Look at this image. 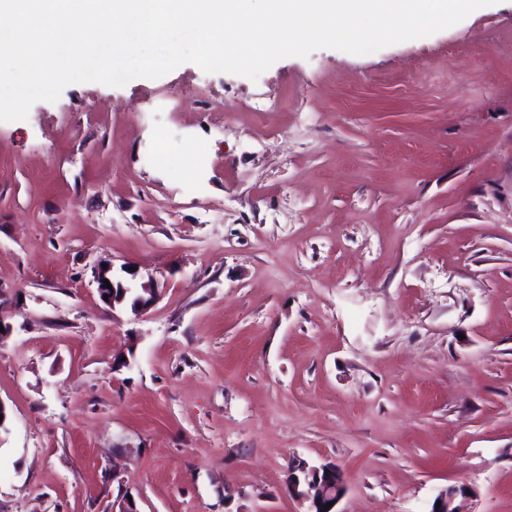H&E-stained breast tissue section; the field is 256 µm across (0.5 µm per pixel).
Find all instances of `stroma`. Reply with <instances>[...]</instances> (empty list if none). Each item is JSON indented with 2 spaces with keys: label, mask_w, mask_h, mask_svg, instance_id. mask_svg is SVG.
Listing matches in <instances>:
<instances>
[{
  "label": "stroma",
  "mask_w": 512,
  "mask_h": 512,
  "mask_svg": "<svg viewBox=\"0 0 512 512\" xmlns=\"http://www.w3.org/2000/svg\"><path fill=\"white\" fill-rule=\"evenodd\" d=\"M0 320V512H512V0L0 122ZM102 264H106L103 269ZM93 278L96 283L97 292L100 300L112 308L122 307L130 304L131 310L135 313L145 312L150 309L160 295L158 289L149 281L141 285L142 293H135V289L131 288L124 280L115 277L113 272V263L100 261L93 271ZM106 281L112 285V289L105 287ZM104 295H108V301H105ZM286 487L290 496L307 504L305 512H339L336 506L347 491V482L335 463L310 465L302 458H293L288 465ZM330 502L333 505L325 510ZM473 494L472 488L465 483L450 485L443 491H441L438 496L435 498L432 504V508L430 512H460L459 509L456 510L455 502L459 497H462L463 500L470 498V495ZM440 501V508L436 509V502ZM454 507L453 509H451ZM454 510V511H453Z\"/></svg>",
  "instance_id": "stroma-1"
}]
</instances>
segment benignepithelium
<instances>
[{
    "label": "benign epithelium",
    "mask_w": 512,
    "mask_h": 512,
    "mask_svg": "<svg viewBox=\"0 0 512 512\" xmlns=\"http://www.w3.org/2000/svg\"><path fill=\"white\" fill-rule=\"evenodd\" d=\"M94 281L99 298H108L106 305L115 309L130 305L135 313L145 312L159 299L158 289L152 282L141 285V292L135 293L124 280L114 276L113 265L97 264L94 267ZM111 284L112 288L105 287ZM286 487L290 496L307 505L306 512H338L336 504L347 491V482L342 469L334 463L325 462L311 465L302 458H294L288 465ZM473 494L472 488L465 484L450 485L441 491L436 500L440 508H431L430 512H453L458 498L467 499ZM333 506L326 507V504Z\"/></svg>",
    "instance_id": "7a95c632"
}]
</instances>
